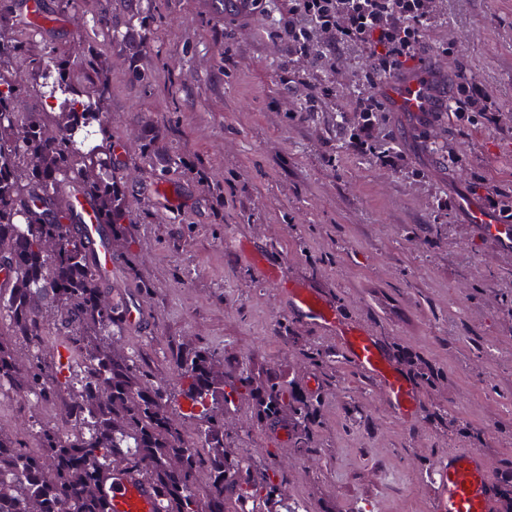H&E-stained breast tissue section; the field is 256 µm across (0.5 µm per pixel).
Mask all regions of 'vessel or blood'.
Listing matches in <instances>:
<instances>
[{"label":"vessel or blood","instance_id":"b4317fda","mask_svg":"<svg viewBox=\"0 0 512 512\" xmlns=\"http://www.w3.org/2000/svg\"><path fill=\"white\" fill-rule=\"evenodd\" d=\"M388 92L400 111L414 116L435 109L443 96L442 88L422 66L391 80ZM70 203L80 232L94 250L98 270L104 277H111L119 264L106 246L97 206L78 190L73 191ZM248 258L265 280L279 288L289 313L335 336L353 369L378 386L382 401L394 417L404 422L416 417L420 404L417 386L364 323L346 320L331 298L305 282L283 280L279 264L265 253L252 251ZM435 481L434 512H498L500 508L499 487L489 477L477 450L452 452L440 458ZM102 497L107 512H156L160 494L138 474L118 472L104 481Z\"/></svg>","mask_w":512,"mask_h":512}]
</instances>
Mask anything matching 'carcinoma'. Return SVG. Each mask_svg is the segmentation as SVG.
<instances>
[{
	"label": "carcinoma",
	"mask_w": 512,
	"mask_h": 512,
	"mask_svg": "<svg viewBox=\"0 0 512 512\" xmlns=\"http://www.w3.org/2000/svg\"><path fill=\"white\" fill-rule=\"evenodd\" d=\"M146 7L112 38L132 30L150 32L154 14ZM20 57L10 20L0 15V264L11 281L0 287V315L10 320L0 328V394L23 395L34 403L67 396L69 430L30 424L37 450L24 446L17 434L0 427V512H105L100 484L115 469L141 474L164 493L158 512H266L278 497L282 481L258 473L248 460L233 457L224 443V414L236 397L252 402L253 420L263 426L288 419V443L301 456L317 452L316 418L321 397L285 393L280 377L243 368L218 369L206 348L180 355L176 364L187 416L201 426L200 441L184 437L169 412L167 384L146 370L116 343L125 322L118 304L103 298L106 280L92 263L90 245L78 233L67 200L69 186L79 183L99 203L102 223L116 240L129 223L123 188L108 180L112 144L102 113L108 84L94 58V44L84 45L82 59L97 75L95 96L86 99L66 83L71 60L55 57L57 91L65 104L85 103V112H64L56 119L44 112H21L19 81L2 68ZM55 326L54 343L70 353L67 375L57 376L55 361L42 355L45 318ZM32 352L21 364L15 343ZM317 368L333 355L304 349ZM420 385L441 379L433 368L418 364ZM206 468L210 486L202 498L195 475Z\"/></svg>",
	"instance_id": "cac0c4a2"
}]
</instances>
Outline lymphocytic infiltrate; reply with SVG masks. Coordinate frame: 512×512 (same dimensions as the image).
<instances>
[{
  "instance_id": "obj_1",
  "label": "lymphocytic infiltrate",
  "mask_w": 512,
  "mask_h": 512,
  "mask_svg": "<svg viewBox=\"0 0 512 512\" xmlns=\"http://www.w3.org/2000/svg\"><path fill=\"white\" fill-rule=\"evenodd\" d=\"M439 0H288L289 15L307 18L304 26L287 25L283 38L288 51L297 57L319 61L331 59L337 46L360 42L372 50L373 71L369 85L359 92L354 112L361 119L358 138L348 142L349 150L374 154L385 167L397 164L396 152L376 150L373 132L376 112L383 106L374 86L378 75L411 69L421 55L424 29ZM446 112H465L470 122L500 124L502 115L495 101L475 85L460 84L443 105Z\"/></svg>"
}]
</instances>
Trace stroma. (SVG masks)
Segmentation results:
<instances>
[{"label": "stroma", "instance_id": "obj_1", "mask_svg": "<svg viewBox=\"0 0 512 512\" xmlns=\"http://www.w3.org/2000/svg\"><path fill=\"white\" fill-rule=\"evenodd\" d=\"M25 0H0V14L30 57L47 60L93 34L109 94L114 182L129 192L132 225L113 245L121 271L103 289L136 303L137 326L119 338L155 376L166 379L170 411L188 438L172 356L214 350L228 372L242 366L281 374L284 389L320 392L317 453L299 457L274 427L257 426L238 399L227 415L234 453L282 477L277 512H433L435 461L478 448L495 481L512 467V245L475 221L488 214L486 188L512 189V121L473 124L439 113L414 119L387 107L374 138L396 148L399 167L350 151L336 115L350 112L372 68L366 46L343 45L335 69L289 55L280 28L288 0L272 15L218 17L212 0H155V26L141 50L149 81L129 77L128 48L97 28L123 23L138 0H40L57 25L25 24ZM436 72L475 83L512 114V0H443L425 32ZM294 83H287L288 73ZM326 85L316 111L300 109L311 87ZM179 155L188 168L158 177L154 154ZM220 182L223 195L209 191ZM450 199L451 208L438 205ZM249 243L279 261L285 278L331 296L365 323L404 372L410 358L442 378L423 390L414 422L392 417L361 380L336 339L291 318L278 288L241 251ZM301 342L336 353L320 370L288 345L283 323ZM464 420L472 436L431 423ZM65 429L62 407L16 395L0 400V426L31 419Z\"/></svg>", "mask_w": 512, "mask_h": 512}]
</instances>
